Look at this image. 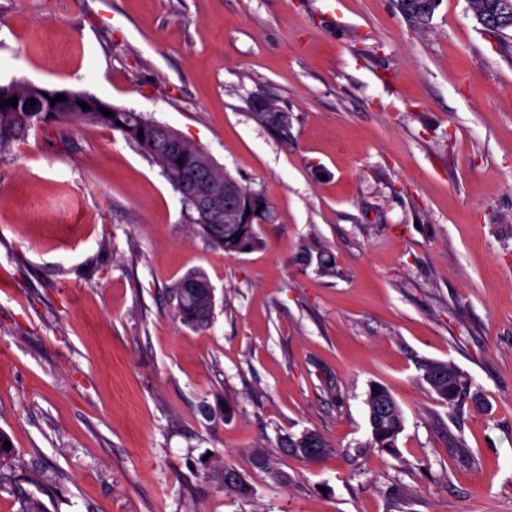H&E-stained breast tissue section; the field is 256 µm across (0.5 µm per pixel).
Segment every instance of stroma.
<instances>
[{"instance_id":"35a3bbf8","label":"stroma","mask_w":512,"mask_h":512,"mask_svg":"<svg viewBox=\"0 0 512 512\" xmlns=\"http://www.w3.org/2000/svg\"><path fill=\"white\" fill-rule=\"evenodd\" d=\"M19 80L171 126L274 220L259 249L213 248L99 125L0 154V512L20 488L48 512H512V36L468 0L424 24L401 0H0ZM313 237L334 275L299 261ZM191 270L215 288L203 331L169 299ZM432 361L463 373L456 405ZM374 383L404 412L392 453L368 445ZM306 430L332 453L278 448ZM225 462L250 496L214 481ZM269 103L270 105L265 101L255 100L251 105L254 117L261 123L275 125L283 133H287L288 114L282 112L275 103L271 101ZM423 379L437 396L453 406L464 390L462 373L447 362H431L426 365Z\"/></svg>"}]
</instances>
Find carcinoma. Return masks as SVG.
Wrapping results in <instances>:
<instances>
[{
    "mask_svg": "<svg viewBox=\"0 0 512 512\" xmlns=\"http://www.w3.org/2000/svg\"><path fill=\"white\" fill-rule=\"evenodd\" d=\"M404 6L415 18L425 21L431 10L429 0H402ZM512 6V0H470L472 13L481 17L500 13L504 4ZM63 95L64 101L50 103V99ZM18 98V105H6L0 108V153L8 151L12 144L28 136L36 125L49 121H78L106 126L119 133L126 141L139 148L151 162L161 168L176 192L192 189L187 175L193 166L206 165L209 182L219 190L224 183L232 180L224 170L199 146L188 140L176 129L170 127L169 138L178 146V155L162 149L159 128L162 124L145 117L140 112L118 108L84 92L70 89H49L26 81H13L0 85V101L12 97ZM36 99L35 106L30 100ZM85 102L90 109L84 110L78 102ZM105 108L111 112L107 117L100 112ZM254 117L261 123L275 125L283 133H288V114L281 111L275 103L254 101L251 105ZM143 136H138V133ZM235 189L243 195L247 207L253 212L249 224H226L224 214H202L190 203H185L192 223L213 246L229 252H247L261 246V240L254 225L265 224L271 219V206L265 196H250L251 189L234 182ZM317 260L322 274H334L330 257L320 243L309 241L302 244L301 260L308 263ZM210 280L200 271H192L175 283L171 288V298L175 301L174 315L180 322L192 329H203L209 325L214 310V302L204 288ZM423 379L437 396L454 405L464 390L462 373L452 364L436 361L426 365ZM368 426L373 448L391 452L397 448V439L404 428L403 412L391 394L380 384L369 387L365 399ZM280 447L291 451L306 460H318L332 452L325 437L316 431L306 430L298 437L287 436L281 439ZM221 484L224 492L232 495L247 496L250 491L246 477L231 464H224L221 472Z\"/></svg>",
    "mask_w": 512,
    "mask_h": 512,
    "instance_id": "cac0c4a2",
    "label": "carcinoma"
}]
</instances>
